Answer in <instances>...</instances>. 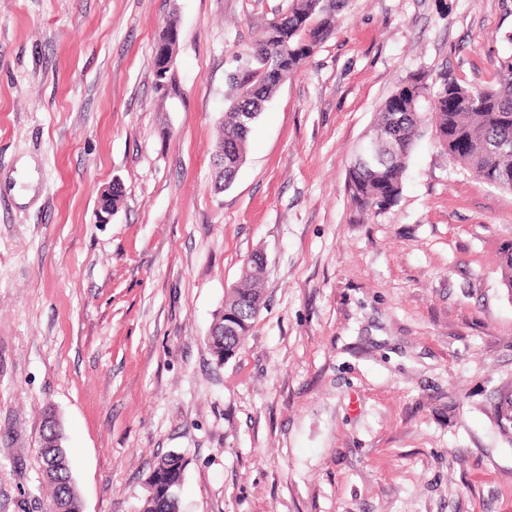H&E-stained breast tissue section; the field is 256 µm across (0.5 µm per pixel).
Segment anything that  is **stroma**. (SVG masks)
I'll return each mask as SVG.
<instances>
[{
    "instance_id": "stroma-1",
    "label": "stroma",
    "mask_w": 512,
    "mask_h": 512,
    "mask_svg": "<svg viewBox=\"0 0 512 512\" xmlns=\"http://www.w3.org/2000/svg\"><path fill=\"white\" fill-rule=\"evenodd\" d=\"M290 5L0 0V512H40L49 409L83 512H140L171 450L180 512H512V193L429 126L394 206L361 221L346 190L402 80L493 83L512 0H348L217 190L228 76ZM258 251L266 307L217 361Z\"/></svg>"
}]
</instances>
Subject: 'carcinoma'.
Instances as JSON below:
<instances>
[{"instance_id":"cac0c4a2","label":"carcinoma","mask_w":512,"mask_h":512,"mask_svg":"<svg viewBox=\"0 0 512 512\" xmlns=\"http://www.w3.org/2000/svg\"><path fill=\"white\" fill-rule=\"evenodd\" d=\"M346 0H293L290 11L272 21L249 49L244 67L229 78L224 120L218 124L215 148L222 150L218 182L229 187L244 164L253 124L264 103L305 63L314 51L313 41L332 31L335 16ZM179 40L176 20L157 65L169 57ZM497 81L485 87L464 84L446 70L422 82L413 74L381 104L365 145L378 150L377 160L367 165L356 158L349 168L347 191L355 211L377 213L393 206L403 189L411 149L430 122L441 148L478 179L512 191V54L497 60ZM502 286L512 297V240L499 252ZM265 277L257 267L246 266L228 292L219 325L208 336L212 353L222 361L242 347L255 313L265 307ZM186 462L169 452L161 456L152 476L155 488L145 498L142 512H178L177 488ZM49 502L63 507L71 501L66 474L47 480Z\"/></svg>"}]
</instances>
